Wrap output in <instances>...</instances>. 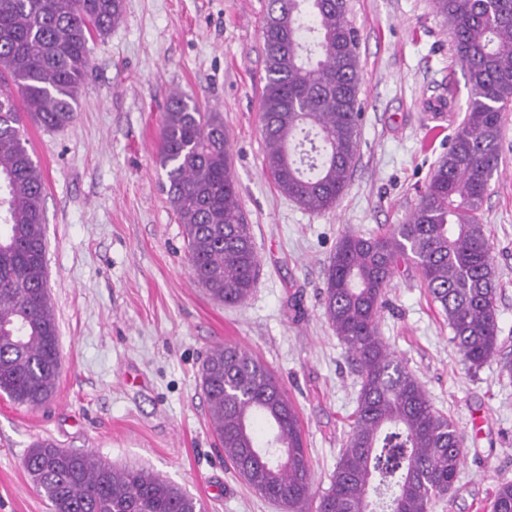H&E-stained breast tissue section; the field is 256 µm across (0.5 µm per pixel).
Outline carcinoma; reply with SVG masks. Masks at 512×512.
Wrapping results in <instances>:
<instances>
[{"mask_svg": "<svg viewBox=\"0 0 512 512\" xmlns=\"http://www.w3.org/2000/svg\"><path fill=\"white\" fill-rule=\"evenodd\" d=\"M448 20L469 86L466 114L403 224L380 236L342 234L330 259L323 314L357 366L350 435L329 488L313 497L298 413L250 351L216 346L201 386L224 461L283 512H434L458 479L466 437L434 408L380 336L387 288L412 265L448 320L462 361L478 370L499 344L497 280L483 203L512 103V0H434ZM124 0H0V393L27 408L48 401L60 342L47 285L45 177L25 121L61 129L76 117L90 44L122 19ZM347 0H269L261 95L263 166L277 190L312 213L336 207L359 146L357 30ZM167 195L183 224L193 280L214 301L239 305L256 288L258 260L231 172L224 116L182 91L169 94L159 145ZM51 512H204L200 500L143 468H117L50 440L24 460ZM489 512H512V482Z\"/></svg>", "mask_w": 512, "mask_h": 512, "instance_id": "carcinoma-1", "label": "carcinoma"}]
</instances>
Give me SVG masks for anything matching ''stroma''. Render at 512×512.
I'll list each match as a JSON object with an SVG mask.
<instances>
[{
  "mask_svg": "<svg viewBox=\"0 0 512 512\" xmlns=\"http://www.w3.org/2000/svg\"><path fill=\"white\" fill-rule=\"evenodd\" d=\"M267 2L125 0L120 24L92 47L75 121L58 130L27 124L46 183L61 368L40 409L0 396V512H51L23 467L43 439L148 469L201 499L205 512H281L214 445L199 372L207 352L224 344L248 349L279 380L302 423L313 491L328 488L359 377L323 316L327 266L344 232L377 235L405 222L464 118L468 88L432 0H348L364 102L359 151L336 208L310 212L263 169ZM175 89L224 116L260 261L257 286L240 306L216 303L190 278L184 229L158 160ZM436 125L441 133L429 137ZM484 222L500 343L512 352V109ZM380 334L466 435L459 478L435 512H485L495 487L512 482V377L495 360L468 370L411 266L388 289Z\"/></svg>",
  "mask_w": 512,
  "mask_h": 512,
  "instance_id": "stroma-1",
  "label": "stroma"
}]
</instances>
